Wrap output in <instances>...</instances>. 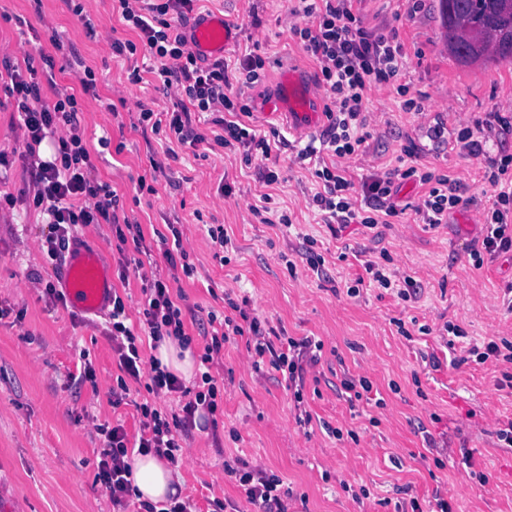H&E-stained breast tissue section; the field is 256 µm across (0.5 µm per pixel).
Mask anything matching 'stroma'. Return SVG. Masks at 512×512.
I'll return each mask as SVG.
<instances>
[{
    "mask_svg": "<svg viewBox=\"0 0 512 512\" xmlns=\"http://www.w3.org/2000/svg\"><path fill=\"white\" fill-rule=\"evenodd\" d=\"M96 26L88 35L63 0H0V61L23 64L26 55L49 56L58 85L79 88L77 76L64 67L63 47H72L97 79V97L80 94L78 114L100 181L120 196V211L141 225L153 246L150 262L160 274L169 267L157 251L161 234L180 225L193 278L173 285L195 315L185 329L195 353L205 340L200 321L208 311L223 312V294L249 297L252 308L282 336H313L324 343L314 372L317 393L308 395L313 415L310 433L296 424L282 375L270 367L253 372L244 341L225 346L213 369L224 381V414L217 422L199 420L176 468L178 499H191L198 512H215L218 502H242L237 484L224 473L225 455H239L280 475L293 495L289 512H393L402 487L430 499L447 492L452 512H512V448L497 445L495 424L512 419V388L498 390L494 404L484 392L495 387L494 367L474 363L455 366L449 345L482 342L489 333L512 335V254L474 268L467 253L482 240V224L467 221L488 202L483 164L455 141L460 126L481 121L482 135L501 139L512 154V134L499 137L484 126L489 113L512 114V64L495 62L460 66L448 56L438 14V0H355L365 27L395 32L406 65L386 85L371 86L365 105L371 116L366 153L352 159L347 176L362 185L373 172L398 167L404 148L418 147V165L438 174L453 173L462 185L463 203L445 224L420 223L414 207L422 193L410 180H396L394 202L400 210L390 223L368 229L359 224L333 232L310 203L317 190L311 171L294 160L295 147H274L271 161L277 185L259 183L254 165L240 153L215 150L196 157L179 151L164 157L159 139L144 140L135 131L139 103L169 104L153 85L130 84L128 61L113 54L114 38L136 40L123 26L112 0H79ZM287 0H200L196 16L223 14L236 27L224 49L230 69L245 52L264 61L261 82L233 84L250 106L249 125L262 133L288 135L284 119L265 118L259 108L277 96L276 78L288 65L316 73L318 66L291 36ZM62 43L54 48L50 32ZM423 110L405 111L406 99ZM448 129L443 141L430 140L435 123ZM0 152L10 163L0 179V198L12 195L0 211V512H119L98 479L101 442L94 421H121L129 436L139 432L136 403L149 401L143 386L132 384L130 404L112 407L108 389L120 373L112 342L98 327L97 316L75 319L70 307L54 304L31 287L29 272L56 278L35 241L44 222L27 197L29 175L25 132L13 100L0 81ZM163 159L166 175L154 192L137 186L149 173L151 159ZM271 194L291 226L263 223L251 206ZM224 225L230 244L216 258L209 225ZM313 236L311 251L303 235ZM388 251L398 276L420 281V298L404 301L396 291L362 286L356 297L346 290L366 260ZM323 258L313 273L308 258ZM294 261L296 273L286 263ZM407 323L405 339L397 322ZM460 325L466 338L452 339L446 323ZM430 334H422L420 326ZM87 354L96 384L70 386L79 375L80 354ZM368 375L373 402L349 405L336 392L341 380ZM355 430L359 443L329 436L328 427ZM447 448L445 468L434 457ZM486 474L479 483L476 473ZM366 488L367 499L353 501L343 484ZM468 484L458 496L460 484Z\"/></svg>",
    "mask_w": 512,
    "mask_h": 512,
    "instance_id": "35a3bbf8",
    "label": "stroma"
}]
</instances>
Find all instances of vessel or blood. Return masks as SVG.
Instances as JSON below:
<instances>
[{"instance_id":"obj_1","label":"vessel or blood","mask_w":512,"mask_h":512,"mask_svg":"<svg viewBox=\"0 0 512 512\" xmlns=\"http://www.w3.org/2000/svg\"><path fill=\"white\" fill-rule=\"evenodd\" d=\"M235 27L219 14L207 15L194 26L193 50L201 56H222L225 46L233 39ZM281 94L263 107L265 116L288 115L294 119L293 132L303 137L318 129L324 114L318 109L317 87L298 70L285 69L280 76ZM58 286L71 307L80 313L102 312L112 295V279L99 254L91 248H81L68 255L58 278Z\"/></svg>"}]
</instances>
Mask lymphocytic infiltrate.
Instances as JSON below:
<instances>
[{"label": "lymphocytic infiltrate", "mask_w": 512, "mask_h": 512, "mask_svg": "<svg viewBox=\"0 0 512 512\" xmlns=\"http://www.w3.org/2000/svg\"><path fill=\"white\" fill-rule=\"evenodd\" d=\"M117 2L124 25L136 32L138 39L112 40L113 53L148 56L150 66L130 63V83L150 78L156 90L172 102L164 111L139 104L135 129L145 136H163L170 147H220L242 152L246 159L257 160L260 182L268 187L277 184L279 175L268 164L270 142L236 120L237 115L249 114L250 109L231 94L228 65L220 58L204 62L191 48L192 38L183 26L194 10L195 0ZM289 14L293 20L290 32L316 62V82L328 100L327 128L318 143H307L295 156L297 163L309 164L317 180L312 203L321 212L324 224L375 228L397 213L393 177L388 173L371 174L357 198L346 176L347 162L367 150L370 134L366 130L365 94L371 85L388 83L403 69L401 46L394 36L365 29L353 11V0H291ZM66 65L78 74L80 93L56 86L54 77L38 79L31 55L23 66L9 64L5 70L26 133L32 203L46 217L47 231L38 238L41 252L50 261L60 260L76 243L79 228L89 224L112 225L120 242L130 241L135 246L136 258L120 259L119 272L121 278L134 274L142 282L139 325H126V303L120 294H113L107 314L106 334L122 372L109 389L112 404L117 407L129 399V384L133 381L143 383L148 393L156 396L180 393L187 397L180 413L172 415L149 403L137 404L139 451L177 462L188 446L197 418L215 420L223 395L212 368L218 365L225 344L237 337L246 340L253 371H260L266 363L282 374L297 423L309 426L312 416L307 403V377L319 363L324 343L308 336H275L273 327L260 319L249 301L228 300L230 312L222 317L208 311L202 325L207 342L194 387L184 386L175 374L161 369L158 361H143L137 344L140 336H149L157 343L172 337L182 345L191 344L184 323L186 308L172 293L169 277L145 271L138 258L144 250L140 224L121 221L117 191L94 175L95 166L78 118L77 96H96V75L77 53H69ZM48 86L55 90L50 102L43 97ZM203 114L208 117L204 123L199 120ZM457 141L469 155L482 158L484 179L491 188L489 205L482 212L487 233L480 248L470 252L479 268L483 254L512 252V154L493 151L487 140L475 138L468 126L459 130ZM326 151L331 153L332 162L324 161L322 154ZM402 176L424 189L415 213L425 224H442L463 201L461 185L453 175H438L412 165ZM93 429L103 444L98 477L113 504L124 505L133 493L132 470L126 461L127 433L122 425L107 422L94 424ZM224 471L235 478L256 512H288L289 493L277 474L239 457L225 461Z\"/></svg>", "instance_id": "f902f5d3"}]
</instances>
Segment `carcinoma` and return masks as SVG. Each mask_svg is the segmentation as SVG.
<instances>
[{
	"label": "carcinoma",
	"instance_id": "obj_1",
	"mask_svg": "<svg viewBox=\"0 0 512 512\" xmlns=\"http://www.w3.org/2000/svg\"><path fill=\"white\" fill-rule=\"evenodd\" d=\"M448 54L470 66L512 57V0H439Z\"/></svg>",
	"mask_w": 512,
	"mask_h": 512
}]
</instances>
